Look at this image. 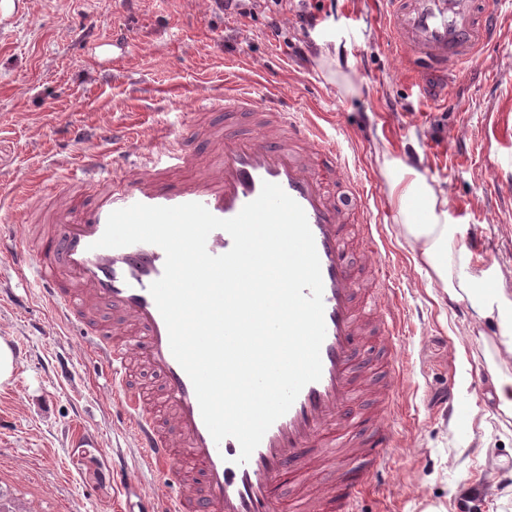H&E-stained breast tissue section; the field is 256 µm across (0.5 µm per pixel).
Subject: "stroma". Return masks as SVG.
<instances>
[{
  "mask_svg": "<svg viewBox=\"0 0 512 512\" xmlns=\"http://www.w3.org/2000/svg\"><path fill=\"white\" fill-rule=\"evenodd\" d=\"M298 0L272 36L265 14L243 17L215 0H0V236L28 234L38 248L39 212L80 179L82 150L111 172L107 129L139 133L143 152L167 161L165 139L183 136L215 154L224 116L186 123L203 87L225 85L271 95L280 108L307 112L368 195L381 227V262L405 319L391 346L361 340L356 367L396 350L406 365L393 421L396 452L383 460L358 512H512V424L486 416L485 374L496 329L471 326L464 305L436 302L425 272L397 236L398 213L376 161L419 166L448 196V221L478 228L474 271L499 269L512 293V202L494 187L512 172V11L480 59L428 78L422 96L414 70L388 50L380 0H336L315 30L298 25ZM123 35L113 54L96 40ZM301 46L304 57L293 48ZM332 57L320 58L319 46ZM0 338L15 370L0 386V503L29 512H141L156 477L141 470L142 449L115 414L110 374L83 334L42 298L11 252H0ZM125 461L132 484L121 483Z\"/></svg>",
  "mask_w": 512,
  "mask_h": 512,
  "instance_id": "obj_1",
  "label": "stroma"
}]
</instances>
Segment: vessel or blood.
<instances>
[{"label": "vessel or blood", "mask_w": 512, "mask_h": 512, "mask_svg": "<svg viewBox=\"0 0 512 512\" xmlns=\"http://www.w3.org/2000/svg\"><path fill=\"white\" fill-rule=\"evenodd\" d=\"M388 38L399 54L435 71L472 63L497 25L504 0H384ZM224 115V136L215 164L203 163L172 141L170 165L140 169L120 167L117 176L101 180L95 201L73 214L68 193L57 196L50 210L51 237L45 252L26 257L21 238H0V248H17L18 261H31L34 276L49 302L67 324L94 338L95 350L111 374L112 407L121 414L143 464L163 484L152 494V512H277L274 489L288 470L307 462L310 448H332L341 408L353 394L352 355L356 342L370 330L360 318L357 279L347 261L346 229L361 214L362 229L375 239L369 205L355 209L336 201L335 184L360 189L349 176L335 139L314 121L298 119L257 93L207 88L201 106ZM250 115L251 130L241 118ZM194 176H185L186 168ZM279 184L304 210L313 233L323 279L326 336L321 347L322 376L306 385L289 411L265 433L247 463H238L240 445L228 437L214 442L199 407L193 384L171 353L165 322L149 291L164 271L165 254L139 243L100 248L109 214L136 203L176 206L203 204L227 219L259 195L263 182ZM372 304L380 328L394 333L401 318L388 303L393 293L387 272ZM112 322L98 325L101 310ZM157 373L158 397L138 386L134 370ZM392 440L374 430L355 448L334 479L321 484L317 499L298 498L295 512H356L366 490L365 479L391 455ZM189 478L170 486L175 469Z\"/></svg>", "instance_id": "1"}]
</instances>
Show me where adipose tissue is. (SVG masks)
<instances>
[{
	"instance_id": "adipose-tissue-1",
	"label": "adipose tissue",
	"mask_w": 512,
	"mask_h": 512,
	"mask_svg": "<svg viewBox=\"0 0 512 512\" xmlns=\"http://www.w3.org/2000/svg\"><path fill=\"white\" fill-rule=\"evenodd\" d=\"M376 157L398 210V234L416 269L425 271L431 287L449 302L465 303L472 324L497 327L494 349L501 367L489 374L487 398L498 415L512 418V378L502 371L512 364V297L505 289L488 287V272L468 271L467 254L458 246L461 229L448 221L447 196L416 168L389 159L382 150Z\"/></svg>"
}]
</instances>
